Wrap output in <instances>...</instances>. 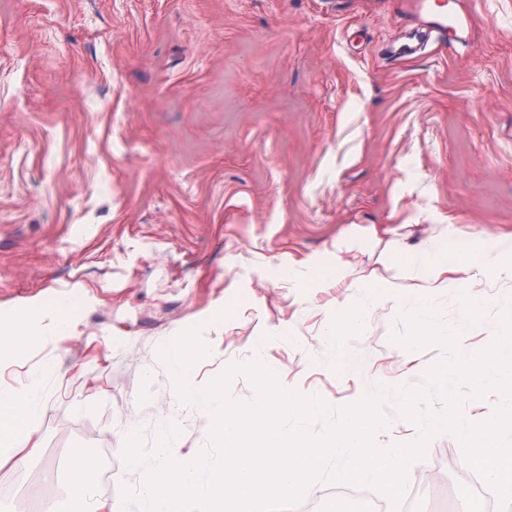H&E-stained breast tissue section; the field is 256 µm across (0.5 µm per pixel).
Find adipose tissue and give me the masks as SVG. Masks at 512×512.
<instances>
[{"mask_svg": "<svg viewBox=\"0 0 512 512\" xmlns=\"http://www.w3.org/2000/svg\"><path fill=\"white\" fill-rule=\"evenodd\" d=\"M74 300L59 299L55 304L33 303L21 311L0 312V365L15 362L40 346L58 342L73 329ZM44 370L32 372L25 383L0 389V460L22 463L32 456L30 446L37 431L41 408ZM95 467L86 455L70 457L65 468L66 509L64 512H122V494L96 504L89 477Z\"/></svg>", "mask_w": 512, "mask_h": 512, "instance_id": "obj_1", "label": "adipose tissue"}]
</instances>
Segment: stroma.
<instances>
[{
    "label": "stroma",
    "instance_id": "35a3bbf8",
    "mask_svg": "<svg viewBox=\"0 0 512 512\" xmlns=\"http://www.w3.org/2000/svg\"><path fill=\"white\" fill-rule=\"evenodd\" d=\"M467 2V46L391 58L397 0H0V310L91 297L71 336L0 367V386L51 369L37 453L0 463V512L62 501L57 467L78 453L99 462L97 500L137 489L130 423L148 448L166 417L185 453L209 449L159 354L193 327L197 386L260 347L331 410L381 389L379 446L415 436L391 392L444 350L393 340L400 293L422 282L408 259L488 236L512 252V0ZM385 259L394 292L331 340ZM471 277L487 311L469 326ZM509 296L512 278L455 255L432 291L468 354ZM463 454L430 441L411 512H453Z\"/></svg>",
    "mask_w": 512,
    "mask_h": 512
}]
</instances>
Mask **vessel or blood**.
Instances as JSON below:
<instances>
[{"label":"vessel or blood","mask_w":512,"mask_h":512,"mask_svg":"<svg viewBox=\"0 0 512 512\" xmlns=\"http://www.w3.org/2000/svg\"><path fill=\"white\" fill-rule=\"evenodd\" d=\"M403 14L416 34L410 40L392 44L388 49L392 55L420 53L428 35L436 36L449 48H458L467 43L474 26V18L464 9L462 0H406Z\"/></svg>","instance_id":"obj_1"}]
</instances>
